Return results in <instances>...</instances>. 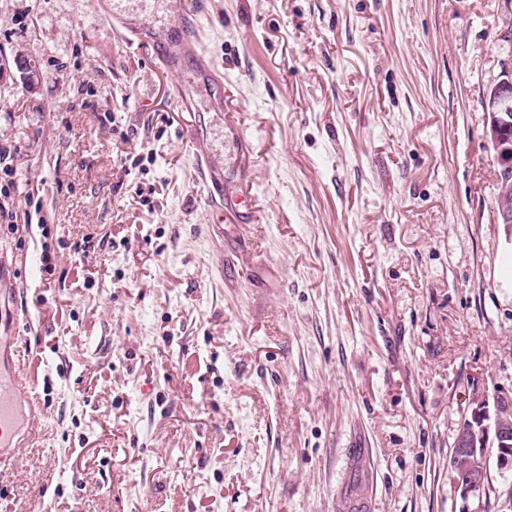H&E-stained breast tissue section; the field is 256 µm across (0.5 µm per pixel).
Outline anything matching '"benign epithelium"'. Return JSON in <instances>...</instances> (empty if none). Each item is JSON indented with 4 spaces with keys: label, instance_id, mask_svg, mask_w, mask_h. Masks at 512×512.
I'll list each match as a JSON object with an SVG mask.
<instances>
[{
    "label": "benign epithelium",
    "instance_id": "obj_1",
    "mask_svg": "<svg viewBox=\"0 0 512 512\" xmlns=\"http://www.w3.org/2000/svg\"><path fill=\"white\" fill-rule=\"evenodd\" d=\"M488 134L496 152L499 172L495 197L497 220L512 224V58L502 62V77L488 91ZM512 399L503 395L474 396L468 416L458 424L449 455L453 489L461 500L460 512H484V498L492 477L490 460L503 480V505L512 508Z\"/></svg>",
    "mask_w": 512,
    "mask_h": 512
}]
</instances>
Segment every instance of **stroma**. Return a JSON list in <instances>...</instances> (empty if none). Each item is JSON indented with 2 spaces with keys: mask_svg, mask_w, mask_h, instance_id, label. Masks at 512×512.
Wrapping results in <instances>:
<instances>
[{
  "mask_svg": "<svg viewBox=\"0 0 512 512\" xmlns=\"http://www.w3.org/2000/svg\"><path fill=\"white\" fill-rule=\"evenodd\" d=\"M181 2L224 79L193 113L112 0H0V336L38 397L0 512H458V423L512 397V7ZM228 112L255 224L200 166ZM484 107L499 164L495 213L501 224H512V136L507 135L512 130V55L503 60L502 77L486 94Z\"/></svg>",
  "mask_w": 512,
  "mask_h": 512,
  "instance_id": "35a3bbf8",
  "label": "stroma"
}]
</instances>
